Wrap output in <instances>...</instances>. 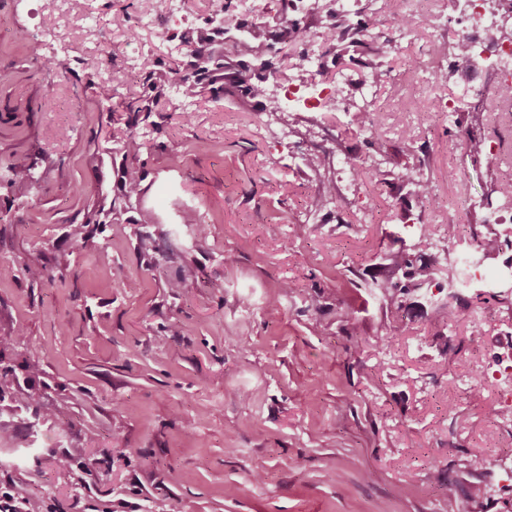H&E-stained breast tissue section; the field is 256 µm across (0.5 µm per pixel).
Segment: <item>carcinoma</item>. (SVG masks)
<instances>
[{"label": "carcinoma", "instance_id": "cac0c4a2", "mask_svg": "<svg viewBox=\"0 0 512 512\" xmlns=\"http://www.w3.org/2000/svg\"><path fill=\"white\" fill-rule=\"evenodd\" d=\"M333 23L327 33L329 51L341 57L354 52L352 61L360 66L362 82L376 85L381 76L390 73L388 69L373 61L380 55H391L396 47L377 45L375 40L355 38L348 33L347 23L363 32L374 31L382 24V17L376 9H366L345 16L334 7L329 12ZM308 36V29L300 18L292 20L281 17L278 29L257 19H239L232 14L229 0H218L202 22L173 31L163 28L159 37L163 40H177L186 49V56L174 66L155 55H149L141 67L140 91L122 105L124 115L112 120L109 139L113 144L111 174L99 176L97 199L87 207L82 223L72 228L70 237L77 248L86 246L89 236L84 228L93 224L103 231L109 224H141L137 218L147 186V170L139 165V157L146 147L147 133H162V126L152 120L161 99L166 92L176 87L181 95L192 99H209L215 102L224 99L234 101L243 108L261 107L263 112L279 109L277 98L269 94V86L281 74L280 61L276 55L285 46H292ZM41 68L61 74L76 76L84 91H94L93 76L81 78L76 75L72 60L64 57L39 59ZM373 128L371 112L365 106L352 113L345 134L352 135ZM42 152L33 147L25 153L14 156L0 166V184L22 192L30 191L38 184L36 168ZM403 177L413 187V193L420 199L430 201L434 197L431 181L423 177L412 165L405 169ZM336 196V183L328 180L322 183L318 194L310 202V211L318 213L330 205ZM432 233L429 225L420 227L419 242L413 245V252L405 248H390L384 262L376 267L370 279L361 283L336 272V278L350 283L355 288H366L368 294L383 300L398 310H407L410 300L419 295L435 280V261L426 257L424 249L429 245ZM478 252L489 255L500 251L501 241L497 236H474ZM137 251L151 267L157 256L164 253V245L151 233L139 235ZM467 300L457 292L448 294V325L459 320V308Z\"/></svg>", "mask_w": 512, "mask_h": 512}]
</instances>
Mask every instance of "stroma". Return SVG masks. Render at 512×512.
<instances>
[{
	"mask_svg": "<svg viewBox=\"0 0 512 512\" xmlns=\"http://www.w3.org/2000/svg\"><path fill=\"white\" fill-rule=\"evenodd\" d=\"M48 2L0 0V164L33 142L45 156L41 190L19 198L17 223L0 221V265L16 267L0 277V336L18 338L0 380V497L20 508L39 500L42 512H512V487L493 479L512 469V428L494 414L512 407V368L496 362L512 348V305L473 287L452 325L440 304L414 314L336 278L342 267L366 275L391 242L412 247L427 224L435 282L446 285L449 264L474 251L483 193L512 179V115L495 77L479 98L456 77L453 0L391 4L374 35L399 52L376 86L325 39L289 48L286 83L341 87L369 105L374 129L347 139L348 115L328 96L277 114L228 100L186 113L176 95L163 99V132L140 157L154 182L142 211L169 245L151 269L135 249L138 225H111L80 250L69 233L92 202L110 122L102 107L139 91L128 59L143 46L168 61L181 52L157 39L153 0H97L104 14L128 6L130 28L111 34V80L83 92L39 66ZM413 13L434 26L400 34L392 16ZM304 53L318 54L324 75H297ZM410 58L420 67L406 79ZM478 102L485 150L474 156L460 138ZM317 150L371 169L313 216L311 198L337 175L305 167ZM412 162L434 204L403 178ZM185 207L206 224L204 240L179 226ZM448 223L461 227L452 245L438 235ZM62 250L66 281L32 279ZM180 273L188 286L174 297L167 282ZM33 355L36 376L25 370ZM478 368L487 375L476 399ZM34 391L52 417L20 402ZM476 456L483 468L471 467Z\"/></svg>",
	"mask_w": 512,
	"mask_h": 512,
	"instance_id": "obj_1",
	"label": "stroma"
}]
</instances>
